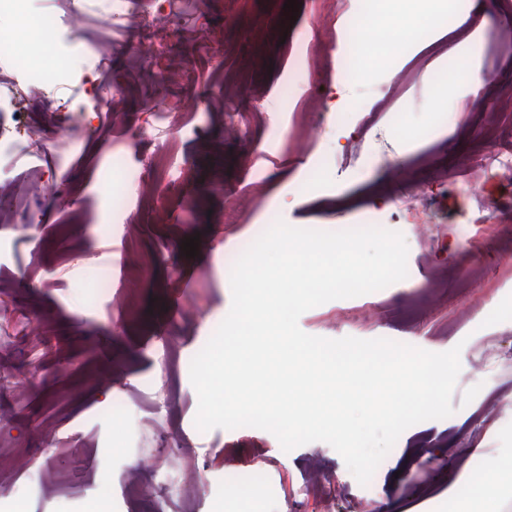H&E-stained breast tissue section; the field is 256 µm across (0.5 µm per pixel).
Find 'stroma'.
<instances>
[{"mask_svg":"<svg viewBox=\"0 0 512 512\" xmlns=\"http://www.w3.org/2000/svg\"><path fill=\"white\" fill-rule=\"evenodd\" d=\"M284 3L202 0L215 42L163 48L111 31L94 0H27L54 15L72 70L106 60L127 93L101 111L79 80L64 92L77 111L58 116L33 100L54 150L78 136L81 150L0 157L1 190L62 178L75 195L50 198L28 228L0 218V512H448L476 471L512 512V478L489 468L512 460V252L500 246L512 180L485 163L512 152V0ZM354 20L350 49L340 35ZM350 51L374 75L340 86ZM162 58L188 70L186 88L161 83ZM170 99L175 121L158 109ZM117 153L127 176L150 173L120 215ZM410 192L425 196L422 216L399 210ZM488 198L496 212L469 223ZM271 212L320 231L373 215L408 246L405 279L308 310L302 331L461 349L453 415L406 429L371 485L327 443L286 452L265 430L194 424L190 363L230 311L229 260ZM232 471L261 472L263 488L231 495Z\"/></svg>","mask_w":512,"mask_h":512,"instance_id":"35a3bbf8","label":"stroma"}]
</instances>
